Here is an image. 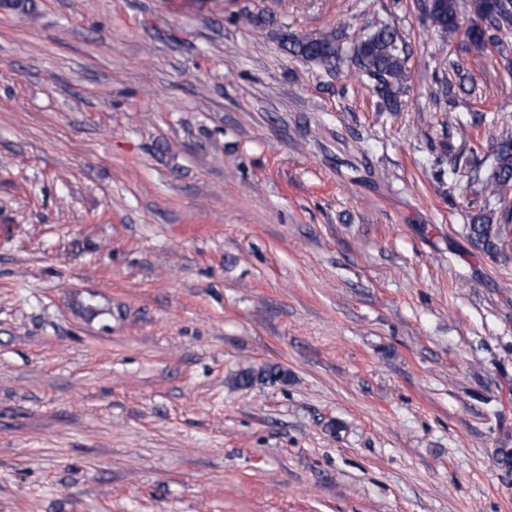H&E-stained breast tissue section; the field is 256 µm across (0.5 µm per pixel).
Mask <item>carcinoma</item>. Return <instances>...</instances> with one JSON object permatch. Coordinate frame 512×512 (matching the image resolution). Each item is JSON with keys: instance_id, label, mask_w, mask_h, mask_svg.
<instances>
[{"instance_id": "obj_1", "label": "carcinoma", "mask_w": 512, "mask_h": 512, "mask_svg": "<svg viewBox=\"0 0 512 512\" xmlns=\"http://www.w3.org/2000/svg\"><path fill=\"white\" fill-rule=\"evenodd\" d=\"M465 7L474 15L464 29L470 44L482 48L501 43L499 34L512 28V0H467ZM425 15L433 26L448 37L461 29L460 0H425ZM284 48L293 56L315 62L332 72L338 67L343 47L335 32L318 36L284 37ZM404 46L397 30L382 26L361 38L353 48V62L362 76L372 82L376 93L394 104L407 79ZM512 224V135L503 137L494 152V167L483 201L476 204L468 225L471 244L488 254H496ZM287 374L277 365L245 368L234 383L250 387L256 383H277Z\"/></svg>"}]
</instances>
